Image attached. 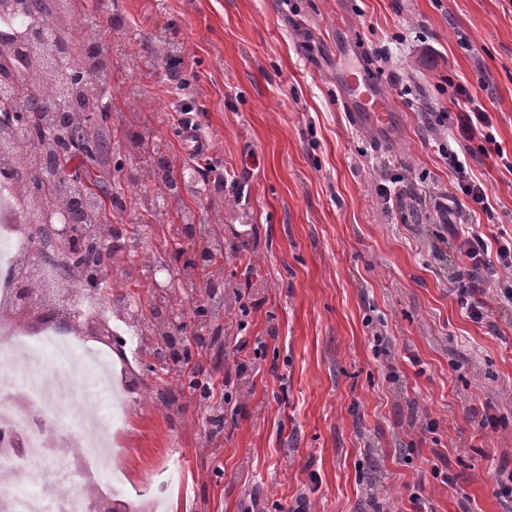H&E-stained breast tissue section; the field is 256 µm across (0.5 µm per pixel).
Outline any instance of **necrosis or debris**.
I'll use <instances>...</instances> for the list:
<instances>
[{"mask_svg": "<svg viewBox=\"0 0 512 512\" xmlns=\"http://www.w3.org/2000/svg\"><path fill=\"white\" fill-rule=\"evenodd\" d=\"M19 204L14 181H0V306L6 308L25 303L23 258L33 246L29 232L13 222ZM47 346L77 357L68 331L0 320V385L9 390L0 399V470L9 476L0 483V512H130L102 479L108 465L94 430L67 433L70 449L63 454L45 435L46 421L64 404L87 399L75 374L48 371L41 356Z\"/></svg>", "mask_w": 512, "mask_h": 512, "instance_id": "4bbe7bcc", "label": "necrosis or debris"}]
</instances>
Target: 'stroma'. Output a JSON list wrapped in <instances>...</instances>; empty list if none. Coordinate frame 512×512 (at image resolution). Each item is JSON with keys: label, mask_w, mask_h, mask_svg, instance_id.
<instances>
[{"label": "stroma", "mask_w": 512, "mask_h": 512, "mask_svg": "<svg viewBox=\"0 0 512 512\" xmlns=\"http://www.w3.org/2000/svg\"><path fill=\"white\" fill-rule=\"evenodd\" d=\"M90 10L113 22L97 35L112 101L94 172L123 202L100 238L143 241L112 255L111 292L149 318L155 255L199 245L187 224L235 243L214 266L239 288L201 337L200 297L171 288L189 357L169 372L147 371L145 346L128 373L108 363L126 412L118 498L137 512H512L497 487L512 472V328L492 301L468 317L448 278L455 223L512 237V174L476 138L468 164L490 207L442 210L447 131L427 119L455 115L449 85L466 83L512 156V0H73L56 16L73 41ZM340 41L381 71L391 111L337 102ZM183 104L206 154L183 150ZM159 157L178 196L149 173ZM382 174L425 205H383ZM24 261L39 310L89 295L50 284L39 249ZM201 368L204 402L182 386Z\"/></svg>", "instance_id": "35a3bbf8"}]
</instances>
